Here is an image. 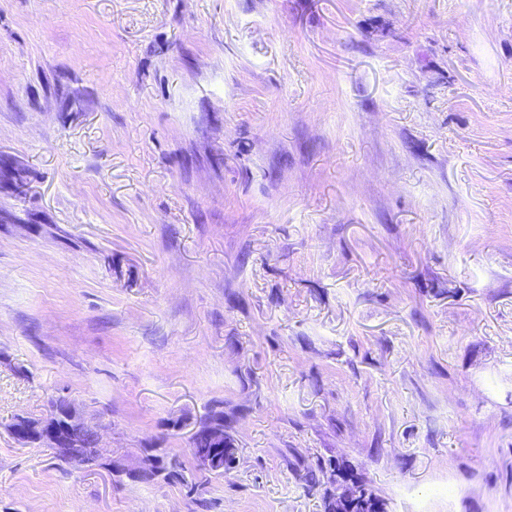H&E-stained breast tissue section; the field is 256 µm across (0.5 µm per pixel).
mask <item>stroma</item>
<instances>
[{
  "mask_svg": "<svg viewBox=\"0 0 512 512\" xmlns=\"http://www.w3.org/2000/svg\"><path fill=\"white\" fill-rule=\"evenodd\" d=\"M0 213V512H512V0H0ZM19 423H21L20 419L16 420L10 428V431L19 441L26 443L28 437L38 438L39 445L45 448H52L55 458L62 464L65 462L64 459L68 453L76 451L85 457L87 463L80 454L73 453L68 458L70 465L86 466L88 464V468H97L99 466L108 472L112 471V454L108 453L100 466V460L105 453V449L100 448L91 435L82 433L77 428H73V434L78 448H64L62 444L66 443V441L62 437L57 425H50L46 421L24 422L21 426H19ZM354 470V467L346 460H339L336 459L333 462L329 463V469L320 467V474L322 478L317 476L316 473H313L311 471L307 475V481L313 485H317L320 483H323L325 485V490L323 493V506H324V512H335V497H336V482L335 479L332 478V475L338 472H348ZM332 487L334 490H332Z\"/></svg>",
  "mask_w": 512,
  "mask_h": 512,
  "instance_id": "35a3bbf8",
  "label": "stroma"
}]
</instances>
